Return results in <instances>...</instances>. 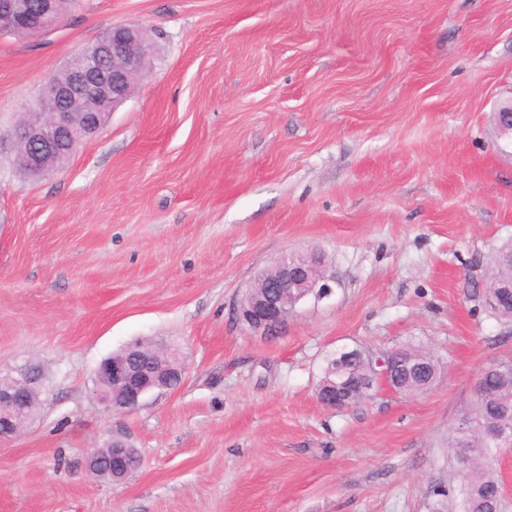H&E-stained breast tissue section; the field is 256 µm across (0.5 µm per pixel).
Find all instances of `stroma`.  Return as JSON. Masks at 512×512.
Returning <instances> with one entry per match:
<instances>
[{
    "mask_svg": "<svg viewBox=\"0 0 512 512\" xmlns=\"http://www.w3.org/2000/svg\"><path fill=\"white\" fill-rule=\"evenodd\" d=\"M120 24L155 50L106 127L41 178L0 159V373L46 376L0 440V512H460L449 442L512 359L467 288L512 243V0H77L0 34V130ZM312 250L332 294L247 330L256 274ZM141 338L183 382L107 410L95 370ZM407 344L439 363L428 390L318 401L337 347ZM116 429L142 464L94 479L81 459Z\"/></svg>",
    "mask_w": 512,
    "mask_h": 512,
    "instance_id": "stroma-1",
    "label": "stroma"
}]
</instances>
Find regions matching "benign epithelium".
Returning <instances> with one entry per match:
<instances>
[{"instance_id": "obj_1", "label": "benign epithelium", "mask_w": 512, "mask_h": 512, "mask_svg": "<svg viewBox=\"0 0 512 512\" xmlns=\"http://www.w3.org/2000/svg\"><path fill=\"white\" fill-rule=\"evenodd\" d=\"M55 0H40L36 35L59 26ZM150 57V47L140 39L139 29L114 26L98 38L78 64L71 68L65 82L48 80L36 103L29 107L30 120L0 135V154L13 155L28 170L42 176L52 173L48 159L59 152L72 153L85 138L96 135L110 120L112 113L130 96L132 83L141 76ZM307 290L298 294L288 289L299 282ZM334 277L324 273L322 258L313 253L309 260L283 257L264 271L255 286L243 295L239 316L246 328L273 336L278 334L306 297L323 298L332 292ZM357 350L342 346L334 352L331 369L342 370L355 358ZM377 374L373 383L343 380V385L318 387L316 395L322 405L342 409L353 391L367 394L380 386L391 387L393 363L389 353L376 358ZM45 378L39 366H27L19 376L0 378V439L17 434L25 425L19 406L39 390ZM169 389L167 379L157 373L150 357L138 354V365L114 362L108 357L95 370L94 396L98 403L113 411H128L139 406L143 397L154 390ZM109 452L84 458L86 471L95 476L121 481L130 473L131 445L116 433L106 443Z\"/></svg>"}]
</instances>
